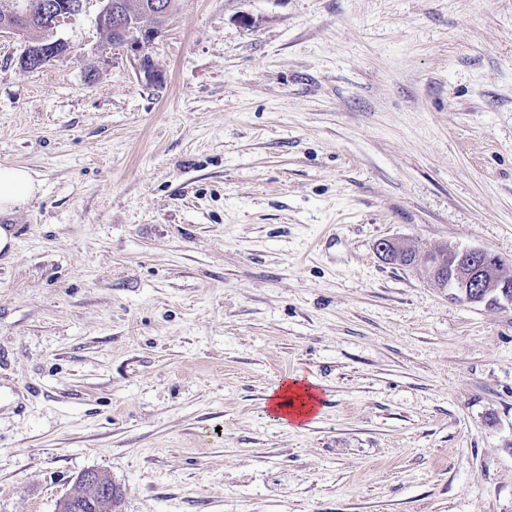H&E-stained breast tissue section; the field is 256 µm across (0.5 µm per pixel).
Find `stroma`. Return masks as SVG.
I'll return each instance as SVG.
<instances>
[{
    "mask_svg": "<svg viewBox=\"0 0 512 512\" xmlns=\"http://www.w3.org/2000/svg\"><path fill=\"white\" fill-rule=\"evenodd\" d=\"M100 8L0 35V512H512V308L377 251L512 276V0H175L158 85ZM69 49V45L60 39L52 42L26 43L19 56L18 64L24 70H37L65 54ZM38 191L39 185L26 169L0 165V214L22 207ZM486 249L482 248H458L452 247L446 252L438 250H426L422 257L428 261L429 279H437L439 274L444 288H453L456 296L470 303H482L486 301L488 293L503 307H512V284L510 278L499 275L498 268L502 264L498 260L492 263L494 258L486 257ZM450 273V277L444 281L441 276ZM489 279V290L474 288L477 279ZM289 380L276 385L268 394L273 419L286 426H290L289 418L296 420L311 416L316 403L320 402L314 391L317 385L314 379L298 374L289 377ZM106 484V476L103 474L89 470L84 472L77 481V486L73 492L66 495L60 502V512H66L67 508L74 502L77 497L90 495L92 498H98L99 502L96 504V508L100 509V512H112L113 501L106 497L104 486ZM103 493V494H102Z\"/></svg>",
    "mask_w": 512,
    "mask_h": 512,
    "instance_id": "35a3bbf8",
    "label": "stroma"
}]
</instances>
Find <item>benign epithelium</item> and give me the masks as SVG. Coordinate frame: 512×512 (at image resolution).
Listing matches in <instances>:
<instances>
[{
    "mask_svg": "<svg viewBox=\"0 0 512 512\" xmlns=\"http://www.w3.org/2000/svg\"><path fill=\"white\" fill-rule=\"evenodd\" d=\"M76 4L73 0H41L37 10L29 9L24 0H11L4 5L5 13L11 14L25 23L37 21L56 29L72 18ZM97 26L114 37V41L130 48L137 54L138 73L148 81L156 83L161 76L154 68L151 56L146 49L156 39L154 32L143 27L131 15H126L115 7L112 0H102V7L97 15ZM69 51V45L63 40L25 44L19 56V67L24 70L40 69L57 57ZM487 250L482 248L452 247L445 252L426 250L423 258L428 261L429 279L445 276V287L456 291V296L470 302L482 303L487 294L503 307H512V283L499 275L498 268L502 261L492 263L486 256ZM106 476L89 470L84 472L77 481L73 492L66 495L60 502V510L64 512L72 502L86 494L99 499L96 508L100 512H112V499L104 494Z\"/></svg>",
    "mask_w": 512,
    "mask_h": 512,
    "instance_id": "benign-epithelium-1",
    "label": "benign epithelium"
}]
</instances>
